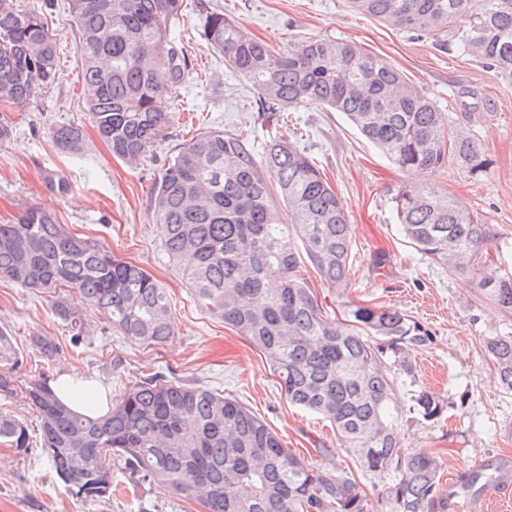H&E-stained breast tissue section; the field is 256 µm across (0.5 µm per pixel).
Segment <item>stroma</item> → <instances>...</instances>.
Listing matches in <instances>:
<instances>
[{"label": "stroma", "mask_w": 512, "mask_h": 512, "mask_svg": "<svg viewBox=\"0 0 512 512\" xmlns=\"http://www.w3.org/2000/svg\"><path fill=\"white\" fill-rule=\"evenodd\" d=\"M217 8L277 53L306 40L345 39L387 59L436 101L455 129L481 142L493 169L479 180L451 163L426 173L404 171L342 113L313 104L289 112L258 110L256 91L202 36L206 13ZM49 26L60 57L55 83L25 108L0 109V118L14 125L12 138L0 142V222L41 207L72 233L146 269L169 293L174 334L164 345H142L90 310L88 342L76 347L52 313L53 295L0 281V330L11 336L21 359L17 389L0 401V411L25 421L32 443L25 455L0 446V512H205L197 500L157 483L133 485L120 473L109 501L73 499L39 448L37 411L26 397L31 380L65 373L104 389L114 404L154 372L244 403L286 448L320 470L342 467L367 492L372 512H390L386 479L364 472L338 449L326 422L289 404L264 356L194 302L163 248L151 208L154 188L181 144L214 129L242 133L257 156L271 140L297 137L344 201L353 233L345 297L329 290L311 266L303 268L328 311H341L348 301L393 306L430 333L428 346L413 355L414 377H397L400 447L437 458L446 478L479 460H512V436L503 434L512 427V394L501 387L484 350L485 338L512 336V310L483 299L474 280L415 251L399 231L392 203L399 189L412 186L455 197L488 224L502 268L512 271V83L472 57L439 50L433 38H416L352 11L346 0H196L170 28V40L187 48L188 72L159 102L169 123L151 155L134 166L113 156L92 126L68 0H55ZM68 124L86 134L80 153H63L52 139L54 127ZM54 178L69 183L68 195L51 190ZM37 336L54 338L55 358L39 353ZM421 389L445 400L446 418L426 422L414 411L411 395Z\"/></svg>", "instance_id": "1"}]
</instances>
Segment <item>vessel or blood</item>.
<instances>
[{
  "mask_svg": "<svg viewBox=\"0 0 512 512\" xmlns=\"http://www.w3.org/2000/svg\"><path fill=\"white\" fill-rule=\"evenodd\" d=\"M472 485L466 492L449 488V512H491L493 504L512 500V462L487 461L467 468Z\"/></svg>",
  "mask_w": 512,
  "mask_h": 512,
  "instance_id": "obj_1",
  "label": "vessel or blood"
}]
</instances>
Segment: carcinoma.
<instances>
[{"label":"carcinoma","instance_id":"cac0c4a2","mask_svg":"<svg viewBox=\"0 0 512 512\" xmlns=\"http://www.w3.org/2000/svg\"><path fill=\"white\" fill-rule=\"evenodd\" d=\"M355 12L481 62L512 80V0H347ZM186 0H69L83 65V97L93 127L113 155L133 165L153 151L168 123L156 101L185 74L187 50L169 40ZM203 36L249 82L263 108L319 104L343 113L369 143L403 170L452 162L473 179L494 160L478 139L460 135L425 92L385 59L350 40L317 39L276 56L221 10L206 15ZM58 76L56 38L43 6L0 0V104L24 106ZM57 146L82 150L84 132L62 125ZM274 183L288 222L271 206ZM399 231L418 253L471 277L491 303L512 309V273L490 258L492 233L461 202L416 188L392 198ZM165 251L193 300L234 327L266 358L288 402L329 422L339 448L366 472L390 476L391 512H448L438 461L399 447L388 365L414 372L412 354L429 332L402 311L345 305L332 318L303 277L309 263L329 289L350 288L353 239L345 205L298 142H271L256 160L238 133L208 131L178 149L153 198ZM59 295L54 316L85 342V312L102 315L123 336L149 346L173 335L170 301L147 270L103 244L79 237L39 207L0 224V280ZM504 388L512 392V336L485 340ZM19 358L0 331V396L15 392ZM41 451L57 478L81 500L108 499L114 470L134 485L161 483L199 501L206 512H370L366 492L343 469L322 472L260 417L210 388L142 377L99 417L72 412L50 379L29 382ZM427 422L446 403L420 391ZM0 445L25 455L28 428L0 412ZM75 448L88 449V455Z\"/></svg>","mask_w":512,"mask_h":512}]
</instances>
